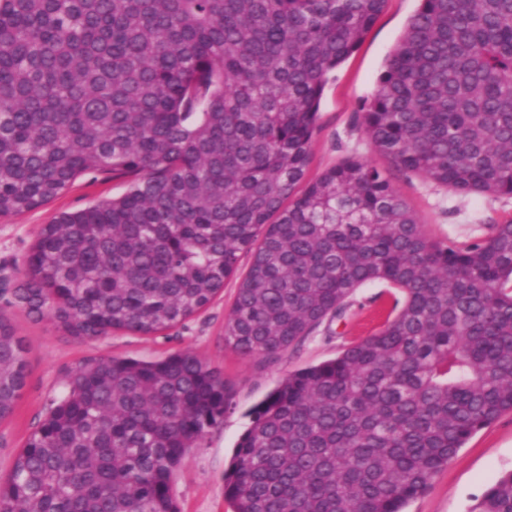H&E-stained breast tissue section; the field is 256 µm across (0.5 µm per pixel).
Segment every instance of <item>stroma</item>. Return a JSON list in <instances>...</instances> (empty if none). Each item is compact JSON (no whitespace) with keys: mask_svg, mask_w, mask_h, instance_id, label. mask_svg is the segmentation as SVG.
I'll return each instance as SVG.
<instances>
[{"mask_svg":"<svg viewBox=\"0 0 512 512\" xmlns=\"http://www.w3.org/2000/svg\"><path fill=\"white\" fill-rule=\"evenodd\" d=\"M420 0H387L358 51L330 77L311 146L306 178L314 180L342 160L357 156L378 166L388 161L369 143L356 117L375 94L378 77ZM394 187L432 238L457 245L484 235L490 225L512 219V198L459 195L419 176L394 177ZM124 180L83 174L60 195L19 214L0 215V316L24 341L27 378L13 415L0 422V479L53 403L69 392L73 372L90 359L122 357L158 360L188 351L220 370L233 391V406L208 429L176 470L171 494L180 512H231L224 499V473L250 424V410L288 373L335 358L344 347L374 333L388 313L391 288L371 282L357 289L343 318L323 323L300 346L272 363L246 360L224 344V321L240 282L234 276L223 292L185 323L156 335L112 332L96 338L72 336L54 319L37 317L14 299L25 278V260L44 225L61 214L122 196ZM512 470V411L473 434L427 490L405 512H469L504 472Z\"/></svg>","mask_w":512,"mask_h":512,"instance_id":"stroma-1","label":"stroma"}]
</instances>
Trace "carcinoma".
Returning <instances> with one entry per match:
<instances>
[{
	"instance_id": "obj_1",
	"label": "carcinoma",
	"mask_w": 512,
	"mask_h": 512,
	"mask_svg": "<svg viewBox=\"0 0 512 512\" xmlns=\"http://www.w3.org/2000/svg\"><path fill=\"white\" fill-rule=\"evenodd\" d=\"M386 0H0V214L86 172L124 195L45 225L14 292L76 337L168 330L252 261L224 343L271 361L358 288L387 319L251 411L232 512H404L512 411V221L426 235L390 175L349 157L304 183L329 75ZM360 125L405 176L512 198V0H421ZM0 317V421L25 384ZM233 394L190 352L80 366L0 480V512H180L170 482ZM470 512H512V471Z\"/></svg>"
}]
</instances>
